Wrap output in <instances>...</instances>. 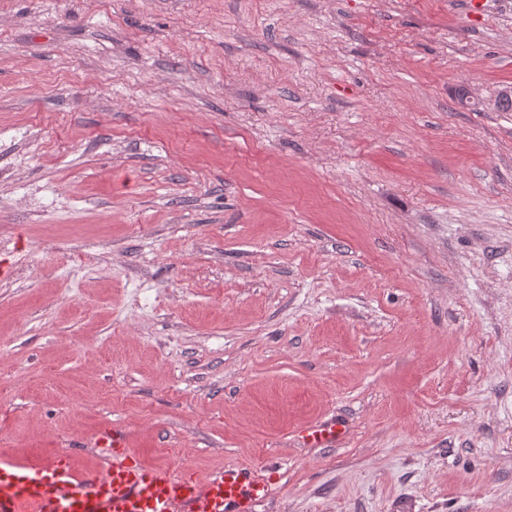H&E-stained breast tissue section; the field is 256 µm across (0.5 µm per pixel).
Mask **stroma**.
Listing matches in <instances>:
<instances>
[{"label": "stroma", "instance_id": "stroma-1", "mask_svg": "<svg viewBox=\"0 0 512 512\" xmlns=\"http://www.w3.org/2000/svg\"><path fill=\"white\" fill-rule=\"evenodd\" d=\"M489 2L0 0V449L97 472L114 425L277 459L256 512H512ZM343 433V426L332 421L306 428L303 432V439L311 445L329 446L336 443Z\"/></svg>", "mask_w": 512, "mask_h": 512}]
</instances>
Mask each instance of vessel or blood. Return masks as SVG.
<instances>
[{
    "label": "vessel or blood",
    "mask_w": 512,
    "mask_h": 512,
    "mask_svg": "<svg viewBox=\"0 0 512 512\" xmlns=\"http://www.w3.org/2000/svg\"><path fill=\"white\" fill-rule=\"evenodd\" d=\"M344 433L341 424L308 427L304 440L329 446ZM106 462L103 474H82L61 455L45 463H24L0 452V512H255L268 497L269 473L229 465L207 478L185 469L145 467L129 450L127 434L116 428L95 440Z\"/></svg>",
    "instance_id": "obj_1"
}]
</instances>
